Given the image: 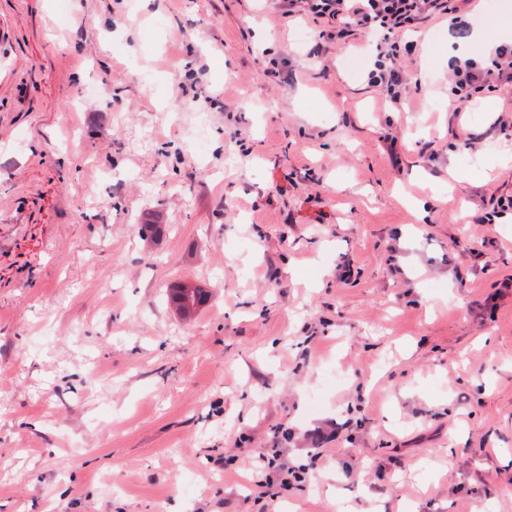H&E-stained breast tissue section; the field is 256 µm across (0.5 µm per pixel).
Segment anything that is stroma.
<instances>
[{
	"label": "stroma",
	"mask_w": 512,
	"mask_h": 512,
	"mask_svg": "<svg viewBox=\"0 0 512 512\" xmlns=\"http://www.w3.org/2000/svg\"><path fill=\"white\" fill-rule=\"evenodd\" d=\"M469 8L393 112L375 36L276 0H0V225L35 213L0 240V512H512V86L448 87L512 0ZM186 288H196L193 291H188L182 286L175 285L170 288V300L181 314L187 312L194 314L197 312L207 300V291L198 286L192 281H184Z\"/></svg>",
	"instance_id": "35a3bbf8"
}]
</instances>
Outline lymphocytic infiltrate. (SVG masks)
Masks as SVG:
<instances>
[{
  "label": "lymphocytic infiltrate",
  "instance_id": "lymphocytic-infiltrate-1",
  "mask_svg": "<svg viewBox=\"0 0 512 512\" xmlns=\"http://www.w3.org/2000/svg\"><path fill=\"white\" fill-rule=\"evenodd\" d=\"M461 0H284L288 15L301 14L324 22V35L343 40L353 30L379 35L376 57L368 77L382 98L394 108H402L407 81L398 63V33L414 31L433 15L457 17ZM448 82L458 107L470 104L475 94L497 91L512 84V43L492 48L487 65L473 59L456 60Z\"/></svg>",
  "mask_w": 512,
  "mask_h": 512
}]
</instances>
